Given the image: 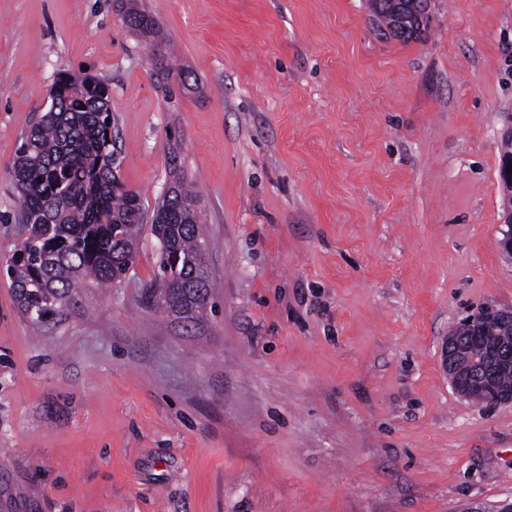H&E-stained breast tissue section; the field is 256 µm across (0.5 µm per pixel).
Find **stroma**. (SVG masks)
I'll list each match as a JSON object with an SVG mask.
<instances>
[{
    "mask_svg": "<svg viewBox=\"0 0 512 512\" xmlns=\"http://www.w3.org/2000/svg\"><path fill=\"white\" fill-rule=\"evenodd\" d=\"M137 2L176 49L169 79L123 0H0V263L23 238L21 137L57 74L85 72L145 210L180 145L213 288L196 319L147 303V229L125 279L39 329L0 275V512L512 500V405L461 397L443 363L461 319L512 309V0H429L407 43L368 0Z\"/></svg>",
    "mask_w": 512,
    "mask_h": 512,
    "instance_id": "obj_1",
    "label": "stroma"
}]
</instances>
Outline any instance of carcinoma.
Wrapping results in <instances>:
<instances>
[{"instance_id":"carcinoma-1","label":"carcinoma","mask_w":512,"mask_h":512,"mask_svg":"<svg viewBox=\"0 0 512 512\" xmlns=\"http://www.w3.org/2000/svg\"><path fill=\"white\" fill-rule=\"evenodd\" d=\"M373 17L396 39L408 42L399 0H370ZM127 27L155 37L158 25L127 0ZM108 84L92 74H66L55 89V110L45 112L21 138L12 163L20 194L24 238L5 266L20 310L33 323L53 318L78 285L91 279L110 284L136 260L145 220L142 197L117 186ZM170 186L152 213L150 230L159 242L158 272L145 291L167 313L184 319L201 314L210 282L204 264L197 196L183 175L178 147L169 156ZM168 293L158 300L153 285ZM461 323L450 335L482 356Z\"/></svg>"}]
</instances>
